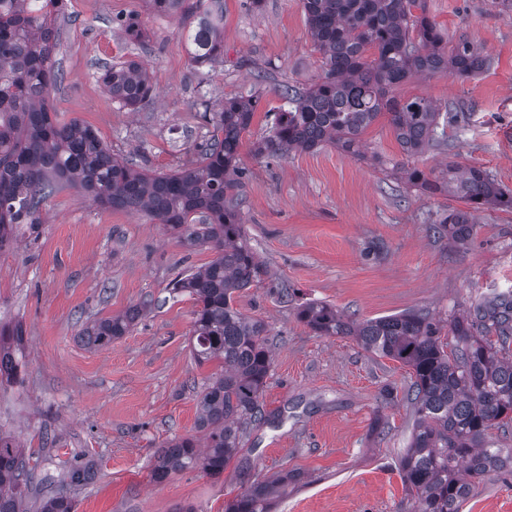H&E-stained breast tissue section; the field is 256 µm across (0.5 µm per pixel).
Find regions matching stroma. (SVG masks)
<instances>
[{"mask_svg": "<svg viewBox=\"0 0 512 512\" xmlns=\"http://www.w3.org/2000/svg\"><path fill=\"white\" fill-rule=\"evenodd\" d=\"M450 41L484 48L490 65L466 80L415 78L396 97L426 98L464 117L442 122L449 150L404 158L386 120L366 131L365 158L331 146L288 159L257 158L268 115L287 109L285 86L322 73L301 0H224V58L195 65L178 29L195 17L153 12L149 0H64L49 106L59 121L92 126L113 153L137 167L178 169L197 158L213 127L205 116L224 98L259 96L243 136V222L266 266L237 308L270 329L266 423L251 426L221 478L198 470L153 481L155 453L194 434L197 393L220 372L190 354L195 302L174 279L214 253L189 247L143 214L97 205L67 188L50 198L37 237L0 251V323H22L19 378L0 385V433L22 445L28 469L53 490L72 487L75 512H224L254 480L284 472L273 512H414L399 458L410 441V370L365 351L351 336H319L297 317L321 300L346 319L430 313L441 325L475 303L512 290V209L476 215L471 241L449 239L444 214L464 200L407 187L391 165L422 170L446 162L486 169L512 189V0H426ZM138 22L131 38L127 22ZM133 59L154 95L133 111L113 101L99 76ZM143 313L104 348L80 332L96 319ZM461 512H512V476L487 475Z\"/></svg>", "mask_w": 512, "mask_h": 512, "instance_id": "1", "label": "stroma"}]
</instances>
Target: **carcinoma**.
<instances>
[{
  "instance_id": "carcinoma-1",
  "label": "carcinoma",
  "mask_w": 512,
  "mask_h": 512,
  "mask_svg": "<svg viewBox=\"0 0 512 512\" xmlns=\"http://www.w3.org/2000/svg\"><path fill=\"white\" fill-rule=\"evenodd\" d=\"M311 38L322 54L319 80L300 89L286 86L288 109L274 114L254 144L257 156L284 159L295 151L333 146L365 156L364 132L385 118L402 153L412 157L443 141L436 137L440 109L424 98L401 101L393 91L414 77L473 78L489 65L466 40L448 45L426 13L423 0H302ZM184 0H150L163 14L182 10ZM62 0H0V250L38 232L46 202L75 188L97 204L143 213L191 245H209L217 256L181 276L173 290L193 296L190 347L200 364L219 361L197 395L196 434L175 438L156 452L152 470L161 482L171 473L198 469L218 478L239 451L244 429L266 418L263 393L272 359L268 325L243 315L235 293L250 287L263 265L244 238L241 214L243 134L258 97L224 99L209 121L212 139L190 165L172 172L138 171L89 125L52 117L47 101L61 82L54 51ZM195 26L181 31L196 65L224 57L222 0H197ZM101 81L112 99L130 109L152 95L147 70L128 60L107 67ZM405 183L427 194L444 193L469 204L441 220L448 237L464 244L474 213L512 208V195L479 166L450 162L439 173L392 165ZM141 309L94 321L81 341L99 348L126 335ZM297 317L319 336H354L364 350L407 366L413 423L400 460L419 512H461V504L485 475L512 474V454L496 447L491 430L512 422V291L453 317V341L419 312L354 323L335 307L308 301ZM21 326L0 327V382L18 376ZM286 485L288 476L277 479ZM275 483V484H277ZM275 484L252 482L225 512H271ZM41 483L25 469L22 449L0 435V512H22L25 497ZM43 512H74L72 498L58 492Z\"/></svg>"
}]
</instances>
